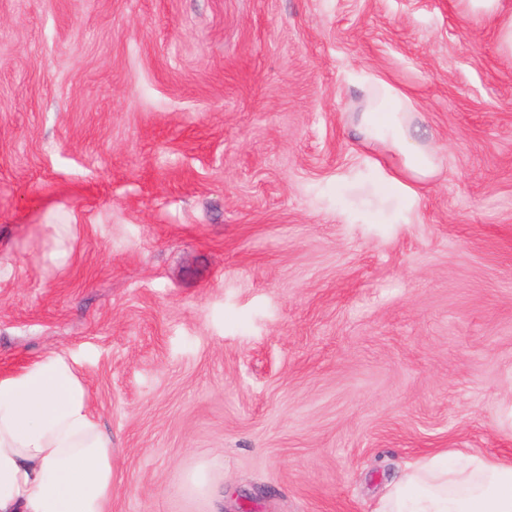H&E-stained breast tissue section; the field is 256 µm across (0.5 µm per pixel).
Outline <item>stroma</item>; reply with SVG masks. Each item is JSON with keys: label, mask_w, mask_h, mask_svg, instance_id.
<instances>
[{"label": "stroma", "mask_w": 512, "mask_h": 512, "mask_svg": "<svg viewBox=\"0 0 512 512\" xmlns=\"http://www.w3.org/2000/svg\"><path fill=\"white\" fill-rule=\"evenodd\" d=\"M445 154L415 210L357 83ZM76 361L108 512H373L512 454V59L455 0H0V378Z\"/></svg>", "instance_id": "35a3bbf8"}]
</instances>
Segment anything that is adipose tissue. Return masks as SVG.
I'll return each instance as SVG.
<instances>
[{
    "label": "adipose tissue",
    "instance_id": "adipose-tissue-1",
    "mask_svg": "<svg viewBox=\"0 0 512 512\" xmlns=\"http://www.w3.org/2000/svg\"><path fill=\"white\" fill-rule=\"evenodd\" d=\"M494 24L512 57V0H456ZM351 128L394 160L381 183L425 185L442 172L435 140H420L414 101L380 77L359 87ZM112 498V437L94 420L87 388L66 355L50 353L0 378V512H105ZM373 512H512V459L449 449L407 464Z\"/></svg>",
    "mask_w": 512,
    "mask_h": 512
}]
</instances>
